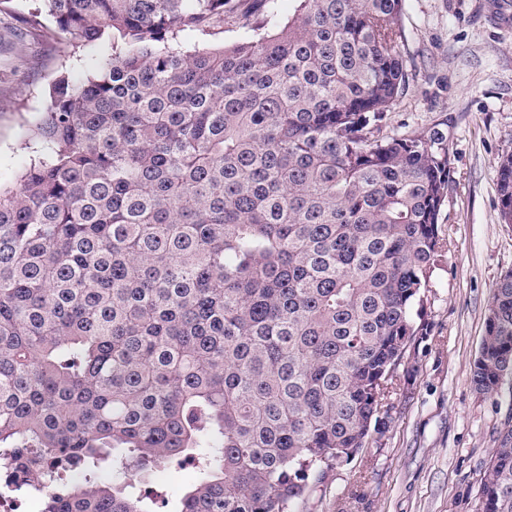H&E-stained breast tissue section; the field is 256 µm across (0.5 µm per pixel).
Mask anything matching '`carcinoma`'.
<instances>
[{
	"instance_id": "1",
	"label": "carcinoma",
	"mask_w": 512,
	"mask_h": 512,
	"mask_svg": "<svg viewBox=\"0 0 512 512\" xmlns=\"http://www.w3.org/2000/svg\"><path fill=\"white\" fill-rule=\"evenodd\" d=\"M41 0L65 76L0 186V461L41 512H150L134 481L184 453L179 512H290L390 419L444 250L448 137L387 132L406 0ZM238 33L186 48L214 28ZM512 224V152L497 167ZM512 378V271L470 368ZM80 471L81 480L65 475ZM477 512H512V429Z\"/></svg>"
}]
</instances>
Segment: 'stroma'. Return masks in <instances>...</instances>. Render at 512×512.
<instances>
[{"instance_id":"obj_1","label":"stroma","mask_w":512,"mask_h":512,"mask_svg":"<svg viewBox=\"0 0 512 512\" xmlns=\"http://www.w3.org/2000/svg\"><path fill=\"white\" fill-rule=\"evenodd\" d=\"M0 13V184L14 185L34 154L29 135L61 75L80 82L111 58L104 35L87 46L53 41L43 18L35 44L15 41ZM400 45L408 85L388 132L441 129L455 181L440 215L447 242L423 317L390 395L391 420L350 461L297 500L291 512H476L480 481L512 396L478 393L470 365L485 332L492 288L512 269V224L498 220L497 164L512 152V6L497 0H407ZM199 476L191 457L137 483L178 512Z\"/></svg>"}]
</instances>
